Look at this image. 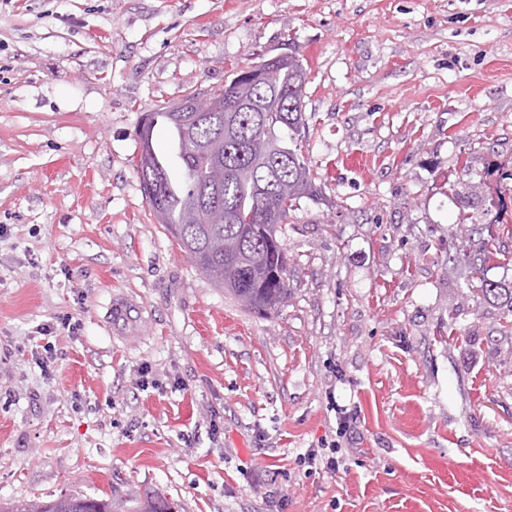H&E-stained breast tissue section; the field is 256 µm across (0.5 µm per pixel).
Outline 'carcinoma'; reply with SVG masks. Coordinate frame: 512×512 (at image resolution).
I'll return each mask as SVG.
<instances>
[{
  "mask_svg": "<svg viewBox=\"0 0 512 512\" xmlns=\"http://www.w3.org/2000/svg\"><path fill=\"white\" fill-rule=\"evenodd\" d=\"M280 100L267 103L255 90L252 112H145L138 133L136 164L142 191L159 223L179 242L205 279L247 309L269 317L288 303V256L280 234L302 198L318 199L320 187L301 146L308 124L304 115L307 65L290 54L278 66ZM168 128L170 148L158 154L155 127ZM450 262L471 273L476 255L459 243L448 247ZM484 298L504 303L512 313V288L487 283ZM112 512V503L88 495L52 502L0 503V512ZM174 503L155 492L138 512H173Z\"/></svg>",
  "mask_w": 512,
  "mask_h": 512,
  "instance_id": "carcinoma-1",
  "label": "carcinoma"
}]
</instances>
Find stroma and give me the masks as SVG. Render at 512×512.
<instances>
[{"mask_svg": "<svg viewBox=\"0 0 512 512\" xmlns=\"http://www.w3.org/2000/svg\"><path fill=\"white\" fill-rule=\"evenodd\" d=\"M265 52L309 66L322 188L283 231L291 297L268 318L202 276L135 172L144 111ZM495 165L512 0H0V502L512 512V335L481 294L512 286ZM492 220L502 247L459 277L449 245ZM340 405L358 439L306 473ZM325 447L329 448L332 456L328 455L327 457L323 455L319 449H327V448H310L307 449L306 452L302 455L300 459L301 465H306V472L308 473H316L318 470H322L325 468H334L338 461L333 454H336L340 449V445L336 444V440H333L332 443H328ZM323 466V467H322Z\"/></svg>", "mask_w": 512, "mask_h": 512, "instance_id": "35a3bbf8", "label": "stroma"}]
</instances>
